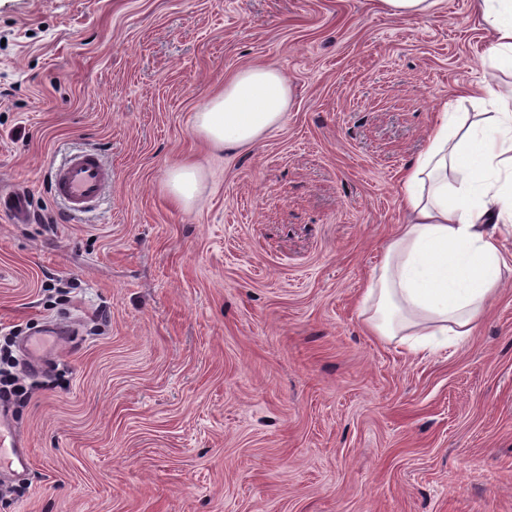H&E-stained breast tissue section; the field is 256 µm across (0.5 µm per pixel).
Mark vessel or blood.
<instances>
[{
  "mask_svg": "<svg viewBox=\"0 0 512 512\" xmlns=\"http://www.w3.org/2000/svg\"><path fill=\"white\" fill-rule=\"evenodd\" d=\"M111 183V165L94 151L69 155L50 169L47 181L52 199L62 202L76 216L98 210ZM0 210L8 212L15 224H26L31 220L27 194L21 189L0 195ZM30 463L28 450L14 439L8 423L0 416V470L24 472Z\"/></svg>",
  "mask_w": 512,
  "mask_h": 512,
  "instance_id": "b4317fda",
  "label": "vessel or blood"
}]
</instances>
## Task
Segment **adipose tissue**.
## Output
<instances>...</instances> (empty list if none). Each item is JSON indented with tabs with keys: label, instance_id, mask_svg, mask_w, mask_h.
<instances>
[{
	"label": "adipose tissue",
	"instance_id": "ef3b65f1",
	"mask_svg": "<svg viewBox=\"0 0 512 512\" xmlns=\"http://www.w3.org/2000/svg\"><path fill=\"white\" fill-rule=\"evenodd\" d=\"M475 2L493 33L484 61L511 62L512 0ZM465 93L483 95L492 112L470 124L440 116L426 149L401 178L406 221L361 297L372 311L371 331L404 337L412 353L470 336L512 266L498 235L499 225L512 223V102L488 83ZM290 99L281 72L255 65L226 82L195 113L193 125L213 147L249 146L282 123ZM200 183V169L183 162L169 168L165 187L186 208Z\"/></svg>",
	"mask_w": 512,
	"mask_h": 512
}]
</instances>
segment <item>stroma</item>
Segmentation results:
<instances>
[{"label": "stroma", "mask_w": 512, "mask_h": 512, "mask_svg": "<svg viewBox=\"0 0 512 512\" xmlns=\"http://www.w3.org/2000/svg\"><path fill=\"white\" fill-rule=\"evenodd\" d=\"M489 40L473 0H0V186L34 216L0 215V325L59 336L10 409L32 467L0 512H512V273L451 349L359 302L438 112L512 90ZM258 64L283 122L211 148L194 112ZM75 148L112 166L91 218L48 195ZM388 13L398 18H417L427 15L438 0H380ZM201 170L193 163L173 165L167 171L165 187L171 199L179 206L189 207L201 183ZM0 210L7 211L14 224H28L31 220L27 194L21 189L0 195Z\"/></svg>", "instance_id": "1"}]
</instances>
